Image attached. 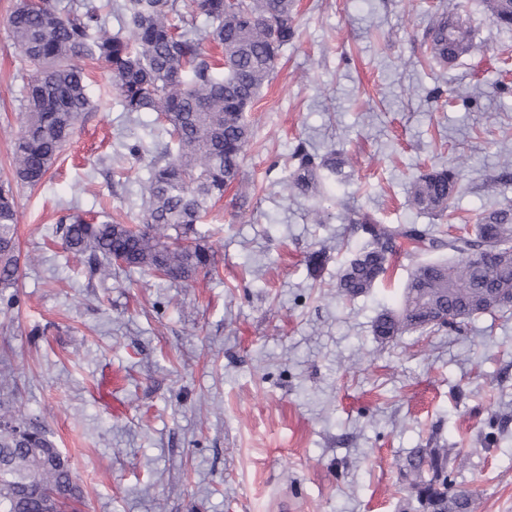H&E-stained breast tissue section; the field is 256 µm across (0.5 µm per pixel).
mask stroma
<instances>
[{"instance_id":"35a3bbf8","label":"stroma","mask_w":512,"mask_h":512,"mask_svg":"<svg viewBox=\"0 0 512 512\" xmlns=\"http://www.w3.org/2000/svg\"><path fill=\"white\" fill-rule=\"evenodd\" d=\"M0 0V180L24 119L23 63ZM299 36L248 112L244 180L197 227L216 274L173 284L117 274L89 284L55 229L75 212L142 218L140 180L163 145L130 120L103 64L96 106L42 182L19 186V279L0 288V406L68 456L77 512H417L403 468L448 450L474 512H512V311L461 327L375 336L417 265L343 299L365 235L348 217L473 233L512 204V27L486 0H296ZM471 31L454 63L430 60L429 17ZM336 150L321 196L285 184L297 145ZM452 167L443 217L409 202L419 175Z\"/></svg>"}]
</instances>
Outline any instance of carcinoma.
Returning <instances> with one entry per match:
<instances>
[{
  "label": "carcinoma",
  "instance_id": "cac0c4a2",
  "mask_svg": "<svg viewBox=\"0 0 512 512\" xmlns=\"http://www.w3.org/2000/svg\"><path fill=\"white\" fill-rule=\"evenodd\" d=\"M112 9L132 37L104 30L97 0H78L61 9L50 0H16L7 23L13 45L30 67L25 120L13 148L16 181L40 183L69 142L85 113L94 108L81 65L96 60L109 70L123 111L151 112L168 140L153 160L142 191V225L80 214L58 227L64 248L84 256L88 280L100 283L112 272L156 273L170 282H187L211 265L205 247L189 243L224 191L242 178L250 140L246 113L270 80L281 51L297 37L294 0H111ZM501 27H512V0H488ZM211 23V42L222 57L205 47L196 15ZM427 49L448 64L468 52L469 31L443 11L426 28ZM290 187L298 195L321 193L324 173L341 172L336 153H310L303 145L292 153ZM457 192L453 170L435 168L410 187L412 205L423 213L444 215ZM18 214L12 188L0 185V284L18 279ZM353 223L370 228L368 244L350 261L337 282L340 295L354 299L380 280L395 250L405 242L419 250L448 251L456 262L424 263L407 286L452 288L442 304L471 302L492 288L512 286V205L478 215L474 235H445L417 224H379L362 213ZM492 252L494 280L470 268L468 253ZM425 313L414 319L388 312L378 315L373 333L394 336L408 328L432 329ZM404 467L415 479V499L425 496L432 512H472L469 493L455 491L448 455L416 448ZM65 492L79 498L69 460L48 432L5 410L0 414V512H55Z\"/></svg>",
  "mask_w": 512,
  "mask_h": 512
}]
</instances>
